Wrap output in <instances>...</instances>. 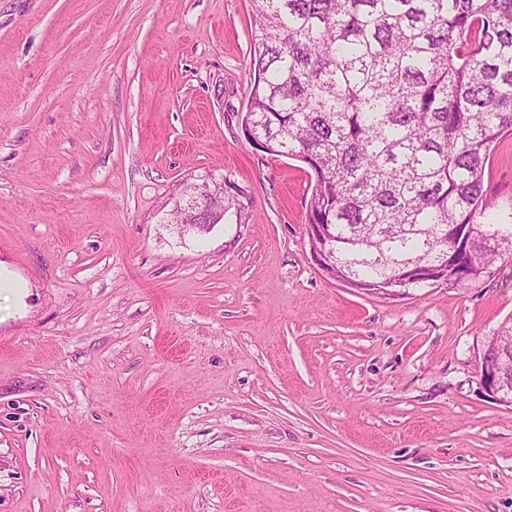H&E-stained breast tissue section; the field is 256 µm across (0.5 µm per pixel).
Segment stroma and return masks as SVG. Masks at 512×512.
Here are the masks:
<instances>
[{
    "label": "stroma",
    "instance_id": "stroma-1",
    "mask_svg": "<svg viewBox=\"0 0 512 512\" xmlns=\"http://www.w3.org/2000/svg\"><path fill=\"white\" fill-rule=\"evenodd\" d=\"M253 31L250 0H0V512H512L479 370L512 261L393 297L325 275L310 168L242 127ZM485 190L512 208V135ZM192 193L188 198L186 205L179 207V212L188 214H194L189 217L188 221L184 224H179L181 233H195L199 228H205L209 230L214 224L218 223L224 217V214L229 211L234 202V196L228 192L224 193V186L221 189H211L210 186L205 183L202 185H196L193 187ZM224 196V210L220 211L216 215H212V200L213 198ZM195 221L190 224L191 221Z\"/></svg>",
    "mask_w": 512,
    "mask_h": 512
}]
</instances>
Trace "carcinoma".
<instances>
[{
	"mask_svg": "<svg viewBox=\"0 0 512 512\" xmlns=\"http://www.w3.org/2000/svg\"><path fill=\"white\" fill-rule=\"evenodd\" d=\"M245 125L314 173L336 278L476 281L512 256L485 172L512 134V0H251Z\"/></svg>",
	"mask_w": 512,
	"mask_h": 512,
	"instance_id": "obj_1",
	"label": "carcinoma"
}]
</instances>
